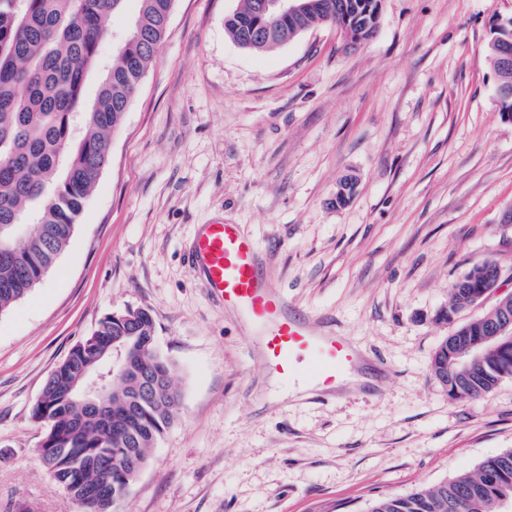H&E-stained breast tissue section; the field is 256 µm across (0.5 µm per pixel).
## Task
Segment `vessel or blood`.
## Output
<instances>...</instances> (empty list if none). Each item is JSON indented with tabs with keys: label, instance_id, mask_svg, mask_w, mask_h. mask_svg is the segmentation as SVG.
I'll return each instance as SVG.
<instances>
[{
	"label": "vessel or blood",
	"instance_id": "b4317fda",
	"mask_svg": "<svg viewBox=\"0 0 512 512\" xmlns=\"http://www.w3.org/2000/svg\"><path fill=\"white\" fill-rule=\"evenodd\" d=\"M192 256L209 292L256 329L266 367L284 383L306 380L316 392L337 395L357 360L349 337L318 330L288 312L281 292L260 271L252 238L235 224H205L195 235Z\"/></svg>",
	"mask_w": 512,
	"mask_h": 512
}]
</instances>
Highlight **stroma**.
<instances>
[{"mask_svg": "<svg viewBox=\"0 0 512 512\" xmlns=\"http://www.w3.org/2000/svg\"><path fill=\"white\" fill-rule=\"evenodd\" d=\"M237 5L174 0L67 249L0 314V512H66L32 409L128 307L152 311L182 402L119 512H365L512 449V380L460 402L430 370L454 281L489 260L512 291V122L485 52L512 0H382L357 48L323 25L264 53L226 34ZM217 220L254 239L291 310L382 366L377 395L270 385L256 330L187 258Z\"/></svg>", "mask_w": 512, "mask_h": 512, "instance_id": "1", "label": "stroma"}]
</instances>
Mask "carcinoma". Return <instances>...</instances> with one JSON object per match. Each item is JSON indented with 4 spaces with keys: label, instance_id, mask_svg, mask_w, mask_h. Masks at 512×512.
Wrapping results in <instances>:
<instances>
[{
    "label": "carcinoma",
    "instance_id": "obj_1",
    "mask_svg": "<svg viewBox=\"0 0 512 512\" xmlns=\"http://www.w3.org/2000/svg\"><path fill=\"white\" fill-rule=\"evenodd\" d=\"M123 0H0V313L35 288L68 246L77 219L109 156L112 132L167 33L172 0H140L139 13L112 62L103 67L97 96L88 102L84 87L100 68L99 44ZM260 0H241L224 19L230 39L241 49L263 52L321 24L310 12L271 27L260 14ZM356 12L354 32L369 41L378 25L381 0H331ZM512 52V33L490 40L496 61ZM25 225L22 237L15 225ZM483 265H474L450 289L439 319L451 322L475 304ZM488 317L456 328L471 340L485 336ZM129 330L105 316L95 332L77 342L49 376L33 417L44 422L38 455L69 500L98 497L96 512H113L112 497L126 498L138 478L134 461L146 465L150 450L174 423L180 392L161 387L140 413L114 399L101 413L80 404L78 393L91 376L99 389L112 391L103 364L112 354V337ZM137 341H155L154 319L143 313ZM464 345L447 337L435 352L433 373ZM142 369L174 376L175 364L151 351ZM512 379V345L489 342L483 362L448 379V397L466 400ZM512 496V449L483 461L476 472L407 496L372 501L366 512H503Z\"/></svg>",
    "mask_w": 512,
    "mask_h": 512
}]
</instances>
